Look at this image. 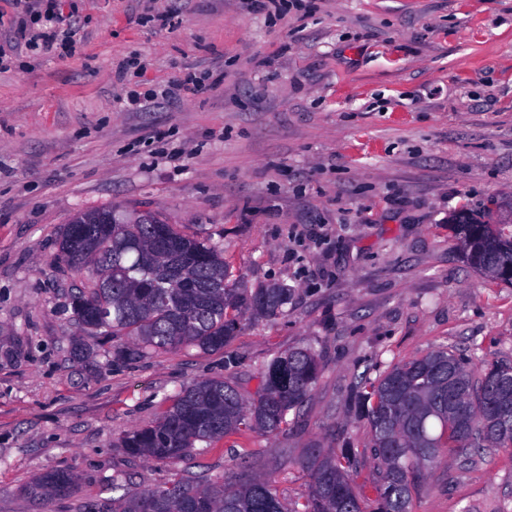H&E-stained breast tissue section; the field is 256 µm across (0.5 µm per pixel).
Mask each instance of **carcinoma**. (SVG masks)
<instances>
[{
	"label": "carcinoma",
	"mask_w": 512,
	"mask_h": 512,
	"mask_svg": "<svg viewBox=\"0 0 512 512\" xmlns=\"http://www.w3.org/2000/svg\"><path fill=\"white\" fill-rule=\"evenodd\" d=\"M124 217L120 207L98 208L77 215L59 236V256H69L68 267L89 283L71 296L73 316L110 343L104 357L130 362L182 347L221 351L245 320L274 317L288 305L287 288L232 281L224 248L210 239L150 210L141 224H125ZM451 224L467 263L512 285V225L500 239L492 225L463 210ZM321 373L312 349L295 348L264 365L261 384L248 399L224 379L182 387L158 421L121 438L129 457L164 464L174 477L155 488H126L112 508L90 502L84 512H412L413 493L440 468L446 450L466 462L489 448L512 451V363L476 369L469 355L439 348L375 379L359 377L352 399L370 428L369 452L342 446L309 457L300 508L244 464L223 481L203 483L178 473L198 443L209 447L234 432H279ZM367 463L371 481L356 482L354 474ZM75 486L73 472L52 470L30 493L67 496Z\"/></svg>",
	"instance_id": "carcinoma-1"
}]
</instances>
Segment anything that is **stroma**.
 <instances>
[{
    "label": "stroma",
    "instance_id": "35a3bbf8",
    "mask_svg": "<svg viewBox=\"0 0 512 512\" xmlns=\"http://www.w3.org/2000/svg\"><path fill=\"white\" fill-rule=\"evenodd\" d=\"M82 56L13 53L0 71V512H82L112 484L154 488L168 467L128 457L126 432L205 378L253 396L276 354L309 347L322 375L271 436L227 435L182 470L206 478L249 460L303 501V461L364 448L351 389L448 347L512 363V286L457 250L456 210L512 211V0H314L271 16L242 0H60ZM171 12L167 27L152 15ZM140 58L143 70L119 76ZM206 92L125 107L185 69ZM140 204L223 244L235 278L290 288L283 314L220 352L131 363L76 357L83 333L56 260L81 211ZM77 474L65 497L28 489ZM413 512H512V453L447 452Z\"/></svg>",
    "mask_w": 512,
    "mask_h": 512
}]
</instances>
